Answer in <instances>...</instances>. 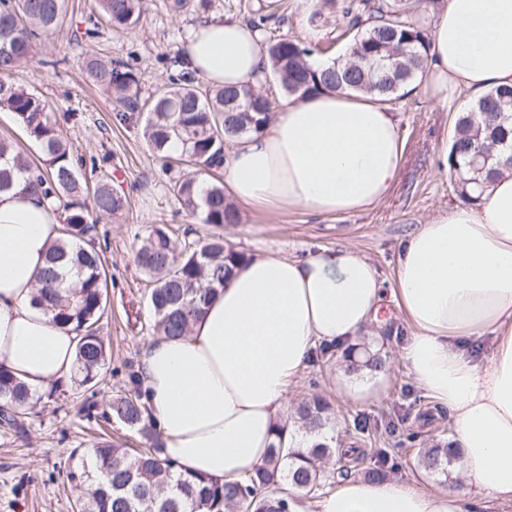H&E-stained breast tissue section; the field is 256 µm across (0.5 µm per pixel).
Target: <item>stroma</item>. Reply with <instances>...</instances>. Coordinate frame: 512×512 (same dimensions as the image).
Segmentation results:
<instances>
[{"label": "stroma", "instance_id": "1", "mask_svg": "<svg viewBox=\"0 0 512 512\" xmlns=\"http://www.w3.org/2000/svg\"><path fill=\"white\" fill-rule=\"evenodd\" d=\"M169 0H143L139 23L127 29L101 25L95 38L84 34L94 13V0H68L60 31L39 42L34 59L19 69L14 81L43 98L50 116L71 144L76 156L95 157L112 184L127 197L126 211L100 218L92 238L103 250L108 276L107 313L100 335L107 361L93 387L78 379L35 392L34 408L23 430L0 427V512H75L81 489L67 479L81 470L88 451L100 435L141 445L140 436L117 420H105L113 399L129 388V372L139 370L144 351L155 333L148 303V284L135 263V254L150 227L167 225L176 242L219 232L249 256L276 253L306 258L320 248L346 244L360 250L385 279H392L401 243L428 217L459 204L455 175L435 167L437 154L453 134L456 104L432 107L422 94L397 100L407 156L400 179L387 199L364 213L339 217H313L301 209L267 214L239 206L240 221L215 228L191 215L172 189V173L150 150L142 123H119L112 93L93 85L84 72V59L93 55L127 61L138 77V92L148 97L169 80L171 62L181 56L189 29L201 19L263 18L264 37L285 36L304 43H332L334 54L346 48L339 35L345 29L343 0H209L199 7L189 0L180 13H172ZM101 171V172H102ZM390 326L372 337L390 361L381 375L377 395L357 401L340 393L344 383L338 349L319 353L308 361L288 394L289 403L318 393L336 412L340 439L348 425L364 419L372 437L368 453L387 449L394 470L392 479L427 488L435 486L471 499L484 489L464 483L458 471L441 477L421 470L417 449L405 443L410 431L427 441L453 432L448 415L423 419L429 403L400 357L408 335L404 317L394 301L381 312ZM95 402L93 416L84 405Z\"/></svg>", "mask_w": 512, "mask_h": 512}]
</instances>
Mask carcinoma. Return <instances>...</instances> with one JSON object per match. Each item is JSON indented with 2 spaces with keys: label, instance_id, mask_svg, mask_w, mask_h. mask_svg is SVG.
I'll return each mask as SVG.
<instances>
[{
  "label": "carcinoma",
  "instance_id": "1",
  "mask_svg": "<svg viewBox=\"0 0 512 512\" xmlns=\"http://www.w3.org/2000/svg\"><path fill=\"white\" fill-rule=\"evenodd\" d=\"M99 18L114 28L139 23L142 0H95ZM66 0H0V109L12 112L27 136L43 150L42 165L34 166L0 140V161L12 155L14 167L27 174L25 186L54 203H63L64 240L51 249L42 274L39 303L52 322L77 338L80 383L92 384L105 365L106 351L99 336L106 313L107 275L99 253L84 247L94 229L90 212L117 217L127 207L125 195L114 190L108 176L97 182L92 206L78 200L82 185L70 145L51 122L49 106L39 96L18 87L11 75L33 58L35 39L59 32ZM348 18L344 33H354L347 54L332 67L317 69L309 59L311 48L288 37L271 38L266 52L272 76L288 97L323 91L370 93L393 103L406 95L405 87L425 71L430 47L427 29L408 14L402 0H345ZM24 32L19 41L14 33ZM177 73L169 83L143 100L130 65L120 59L107 62L90 56L84 60L90 79L113 90L121 110L116 119L128 123L144 118L143 134L153 153L162 159L188 158L202 171L224 168L225 143L260 132L270 119V100L252 87L201 90L186 59H175ZM180 150L171 152V143ZM448 167L457 173V194L465 204L477 197L468 186L512 174V89H494L460 113L455 123ZM172 191L191 214H202V223L222 227L239 223L238 212L224 193V185L203 183L194 175L175 179ZM246 254L220 235L199 238L177 249L168 230L152 227L136 253L139 271L153 284L148 301L154 328L162 336L177 338L190 330L203 306L224 286ZM348 371H386L387 356L363 342L344 354ZM132 389L110 404L112 417L136 431L145 447L130 451L118 441L101 439L93 448L96 476L87 470L72 471L69 479L87 483L79 498L80 512H291L286 490L313 494L325 486L323 460L338 457L336 476L346 478L361 469L368 481L388 475L389 455L376 451L377 460L362 467L368 456L354 424V441L343 448L315 441L305 448L283 447L282 434L269 448L264 463L241 482L224 483L207 477L182 475L178 465L163 455L160 432L154 427L139 391L140 375H128ZM34 389L0 365V420L23 427ZM301 428L320 436L332 424L330 404L314 396L295 408ZM460 458L459 449L441 442L418 450L417 463L426 472L447 477Z\"/></svg>",
  "mask_w": 512,
  "mask_h": 512
}]
</instances>
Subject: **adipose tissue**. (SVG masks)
<instances>
[{
	"mask_svg": "<svg viewBox=\"0 0 512 512\" xmlns=\"http://www.w3.org/2000/svg\"><path fill=\"white\" fill-rule=\"evenodd\" d=\"M422 79L431 105L468 107L512 87V0H446L433 15ZM197 76L216 88L264 86L271 70L258 29L207 20L186 39ZM406 140L397 112L369 94L323 92L281 101L259 134L224 162L229 194L265 212L359 213L391 193ZM0 192V364L33 386L68 381L73 333L37 302L45 259L60 238L54 206L25 190ZM404 315L402 348L415 383L447 411L460 470L488 491L480 507H512V174L493 178L473 205H455L403 243L393 284L350 246L304 260H243L188 336L156 338L143 354L142 387L164 454L179 471L238 481L261 465L286 420L288 392L314 348L358 342L379 324L385 298ZM489 338L480 361L474 343ZM319 512H467L438 488L349 481Z\"/></svg>",
	"mask_w": 512,
	"mask_h": 512,
	"instance_id": "1",
	"label": "adipose tissue"
}]
</instances>
